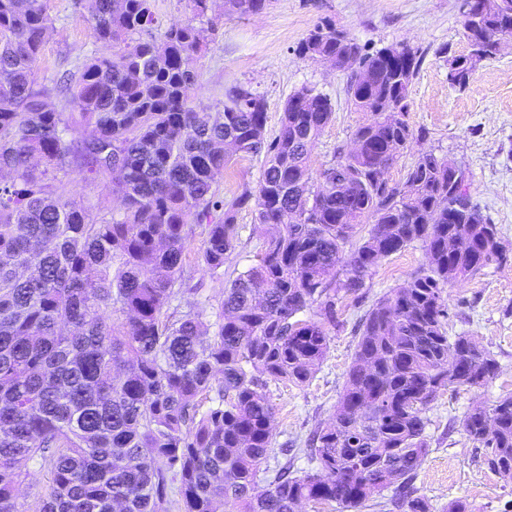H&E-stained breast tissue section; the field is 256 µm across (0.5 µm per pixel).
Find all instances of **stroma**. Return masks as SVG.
Instances as JSON below:
<instances>
[{"label": "stroma", "instance_id": "1", "mask_svg": "<svg viewBox=\"0 0 512 512\" xmlns=\"http://www.w3.org/2000/svg\"><path fill=\"white\" fill-rule=\"evenodd\" d=\"M53 32L36 62L39 82L56 75H80L92 56H108L111 46L98 41L88 14L75 0H50ZM217 33L198 58L195 98L211 112L222 111L224 90L234 83L251 86L266 102V131L276 135L284 105L294 90L315 88L330 98L333 117L311 152V167L320 171L336 147L353 144L356 128L366 115L354 111L347 94V75L300 56L298 43L322 20L347 31L366 50L405 43L421 55L419 71L409 91L406 119L417 137L387 171L389 183L404 181L406 169L422 154L454 161L467 173L472 199L512 245V40L499 54L481 62L466 88L448 82L450 62L468 54L462 33L459 0H272L261 14L228 17L222 0H215ZM263 173L259 157L234 156L216 185L224 199L256 188ZM66 192L101 212L116 214L121 204L108 179H90L70 170ZM238 241L217 278L204 268L195 271L203 289L187 294L181 309L218 306L224 288L255 264L261 241L253 228L255 207L237 211ZM427 262L421 244L382 259L366 278L363 302L342 303L343 326L330 336L327 353L311 381L303 386L269 382L274 408L269 464L280 460L284 446L297 448L294 470L315 473L301 449L311 431L328 422L335 410L346 371L359 339L358 322L380 297L403 287ZM449 336H472L496 358L499 370L479 387L445 388L428 404L425 416L429 451L422 459L414 485L443 512L455 499L470 512H512V478L494 472L485 452L465 435L461 422L474 407L488 406L512 392V261L491 264L471 280L445 288Z\"/></svg>", "mask_w": 512, "mask_h": 512}]
</instances>
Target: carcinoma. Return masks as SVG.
Returning a JSON list of instances; mask_svg holds the SVG:
<instances>
[{
	"mask_svg": "<svg viewBox=\"0 0 512 512\" xmlns=\"http://www.w3.org/2000/svg\"><path fill=\"white\" fill-rule=\"evenodd\" d=\"M187 2L191 17L157 38L150 0H76L114 51L48 88L34 64L53 30L49 0H0V512H297L303 502L359 512L389 488L391 512H432L412 484L428 451L423 411L439 390L497 373L472 337L449 339L443 288L507 259L496 225L462 201L451 161L423 155L400 188L381 171L413 139L417 50L366 54L330 22L300 41L301 56L349 70L350 101L368 114L361 147L336 148L316 178L310 151L330 99L295 91L271 139L264 97L247 85L225 92L221 112L195 105L191 63L214 35V0ZM476 2L461 15L471 47L512 24V0ZM270 3L224 0V15ZM54 97L76 111H58ZM77 125L85 136L71 135ZM233 152L264 155V171L224 202L216 184ZM72 166L110 178L120 218L68 196ZM250 203L257 263L224 289L215 322L181 310L192 268L224 274L235 213ZM363 224L371 230L337 269ZM414 242L427 264L366 312L334 417L308 439L319 471L297 476L287 461L260 485L267 382H309L328 327L341 325L340 293L358 297L381 259ZM462 428L511 478L512 395L472 409ZM26 462L51 485L22 511Z\"/></svg>",
	"mask_w": 512,
	"mask_h": 512,
	"instance_id": "1",
	"label": "carcinoma"
}]
</instances>
